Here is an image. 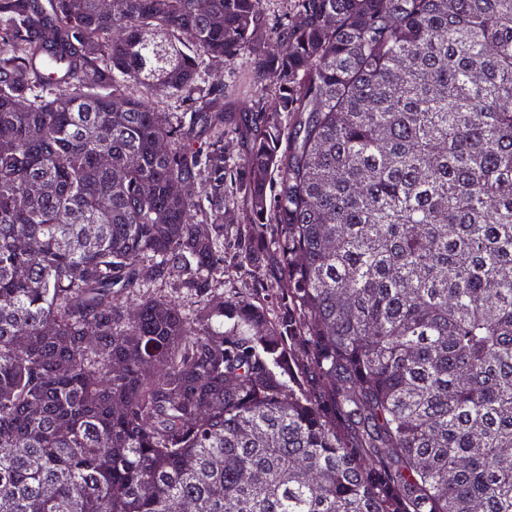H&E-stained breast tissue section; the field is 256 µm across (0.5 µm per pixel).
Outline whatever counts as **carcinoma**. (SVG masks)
I'll list each match as a JSON object with an SVG mask.
<instances>
[{"mask_svg": "<svg viewBox=\"0 0 512 512\" xmlns=\"http://www.w3.org/2000/svg\"><path fill=\"white\" fill-rule=\"evenodd\" d=\"M183 504L512 512V0H0V512ZM246 73V64L244 60L240 59L228 65L222 74L224 81L225 79H229V77H231L232 79L234 76L240 77V83L242 84L240 93L235 96H231L227 99H224V112H233L237 117H239V114L241 116H244V114H242L243 112H245L244 104L249 100V93L244 92V90H246L244 88V78L246 77Z\"/></svg>", "mask_w": 512, "mask_h": 512, "instance_id": "cac0c4a2", "label": "carcinoma"}]
</instances>
